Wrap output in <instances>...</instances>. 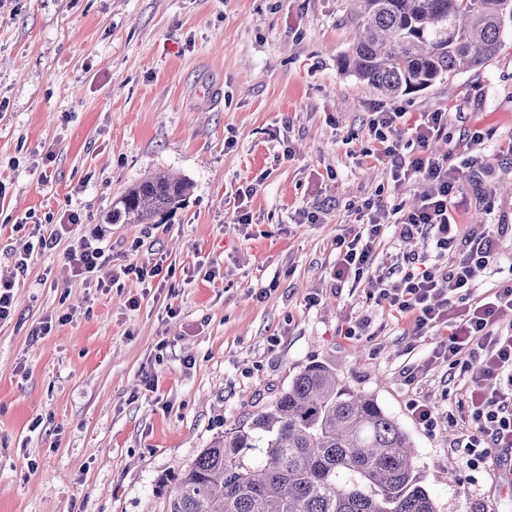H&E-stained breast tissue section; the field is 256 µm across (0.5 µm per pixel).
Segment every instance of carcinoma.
Returning a JSON list of instances; mask_svg holds the SVG:
<instances>
[{
    "label": "carcinoma",
    "instance_id": "carcinoma-1",
    "mask_svg": "<svg viewBox=\"0 0 512 512\" xmlns=\"http://www.w3.org/2000/svg\"><path fill=\"white\" fill-rule=\"evenodd\" d=\"M357 37L341 67L392 97L479 69L501 45L512 0H350ZM191 183L158 174L112 203L109 224H154ZM263 448L264 461L244 450ZM411 440L375 395L314 362L274 403L201 450L163 512H436Z\"/></svg>",
    "mask_w": 512,
    "mask_h": 512
}]
</instances>
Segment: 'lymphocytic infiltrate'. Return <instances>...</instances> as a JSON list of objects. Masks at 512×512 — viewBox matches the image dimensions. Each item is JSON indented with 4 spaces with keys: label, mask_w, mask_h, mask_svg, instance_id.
Here are the masks:
<instances>
[{
    "label": "lymphocytic infiltrate",
    "mask_w": 512,
    "mask_h": 512,
    "mask_svg": "<svg viewBox=\"0 0 512 512\" xmlns=\"http://www.w3.org/2000/svg\"><path fill=\"white\" fill-rule=\"evenodd\" d=\"M401 126L406 132L400 137ZM368 131L380 143L395 184L416 179L423 190L410 208L374 197L349 203L362 222L336 238V280L368 281L376 306L410 320L413 335L434 337L427 364L444 363L463 373L480 370V378L462 389L461 413L449 414L448 421L463 428L459 452L467 469L492 456L507 460L512 455V284L477 293L500 257L498 233L480 224L460 234L456 218L464 205L459 172L478 166L476 150L485 134L478 130L459 138L440 157L429 146L447 136V113L422 112L411 120L398 106L371 112ZM393 228L402 237L430 243L432 257L414 252L388 266L377 264V246ZM104 236L99 228L70 245L66 258L77 277L91 280L111 261Z\"/></svg>",
    "instance_id": "1"
}]
</instances>
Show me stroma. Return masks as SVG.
<instances>
[{"label":"stroma","mask_w":512,"mask_h":512,"mask_svg":"<svg viewBox=\"0 0 512 512\" xmlns=\"http://www.w3.org/2000/svg\"><path fill=\"white\" fill-rule=\"evenodd\" d=\"M349 9L0 0V278L15 283L0 323V512H163V479L315 361L400 422L437 512H512L502 462L460 464L462 431L446 414L463 377L425 367L430 338L378 308L368 283L333 276L349 202L408 203L421 190L394 185L368 134L388 98L338 67L355 38ZM397 103L447 113L451 136L489 131L479 175H460L471 204L459 230L510 225L500 270L479 289L511 279L512 156L497 145L512 138V22L482 68ZM160 171L192 182L191 195L164 223L108 226L112 261L95 275L105 289L76 280L72 241ZM238 208L250 223H235ZM65 209L80 224L27 255L34 227L51 231ZM306 211L319 222L303 223ZM148 259L168 269L165 287L118 271ZM359 321L362 335L345 336ZM413 399L439 410L435 428L412 420Z\"/></svg>","instance_id":"obj_1"}]
</instances>
